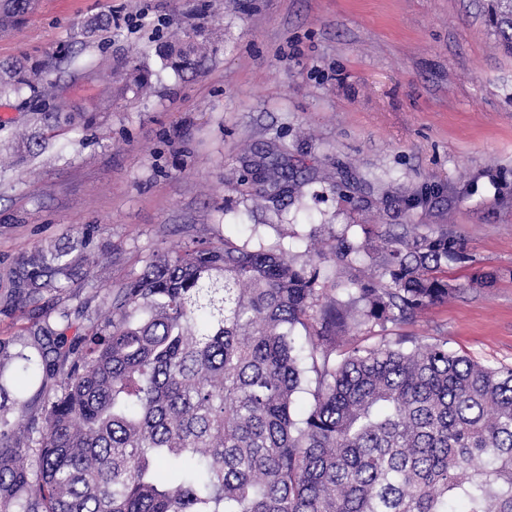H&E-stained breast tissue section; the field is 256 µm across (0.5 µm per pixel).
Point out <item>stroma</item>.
<instances>
[{
    "label": "stroma",
    "instance_id": "stroma-1",
    "mask_svg": "<svg viewBox=\"0 0 512 512\" xmlns=\"http://www.w3.org/2000/svg\"><path fill=\"white\" fill-rule=\"evenodd\" d=\"M488 0H37L0 61L43 59L74 124H37L29 90L0 95V146L39 128L46 148L0 165V338L44 313L88 304L138 275L152 254L188 244L281 245L346 224L447 228L469 261L458 289L417 317L350 332L351 346L447 339L449 349L512 366V56L486 23ZM109 32L86 39L91 17ZM210 44L193 72L165 71L148 95L123 92L134 60L158 68L170 35ZM302 175L279 204L247 197L273 148ZM343 183V193L333 192ZM425 201L407 209L405 197ZM101 225L93 275L66 297L7 303V271L35 248ZM494 282L468 287L472 269Z\"/></svg>",
    "mask_w": 512,
    "mask_h": 512
}]
</instances>
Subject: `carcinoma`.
<instances>
[{"label": "carcinoma", "instance_id": "carcinoma-1", "mask_svg": "<svg viewBox=\"0 0 512 512\" xmlns=\"http://www.w3.org/2000/svg\"><path fill=\"white\" fill-rule=\"evenodd\" d=\"M36 0H0V35ZM490 22L512 54V0ZM112 26L94 17L84 33ZM205 46L164 50L177 72ZM45 62L0 61V91L47 98ZM152 71L131 66L128 89ZM42 140L18 136L31 157ZM302 262L278 246L224 239L156 253L66 336L85 307L27 329L33 360L0 339V512H512V368L474 362L434 338L405 349L346 347L352 328L413 318L459 288L466 262L444 228L360 225ZM98 226L10 271L14 298L63 296ZM351 272L329 294L321 261ZM53 380L33 409L23 393Z\"/></svg>", "mask_w": 512, "mask_h": 512}]
</instances>
